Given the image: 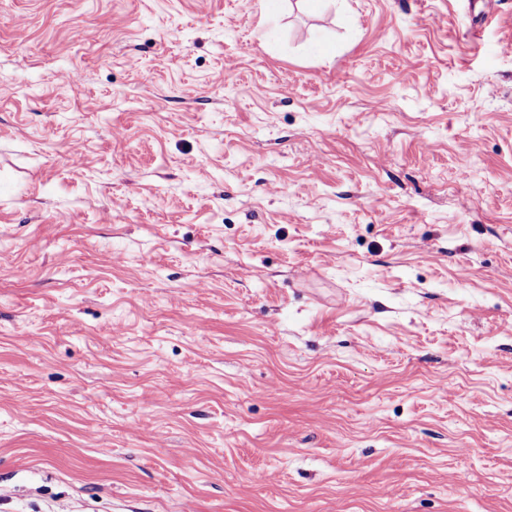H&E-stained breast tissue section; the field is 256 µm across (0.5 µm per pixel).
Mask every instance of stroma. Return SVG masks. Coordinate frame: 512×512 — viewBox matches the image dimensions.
<instances>
[{
	"label": "stroma",
	"instance_id": "obj_1",
	"mask_svg": "<svg viewBox=\"0 0 512 512\" xmlns=\"http://www.w3.org/2000/svg\"><path fill=\"white\" fill-rule=\"evenodd\" d=\"M0 512H512V0H0Z\"/></svg>",
	"mask_w": 512,
	"mask_h": 512
}]
</instances>
